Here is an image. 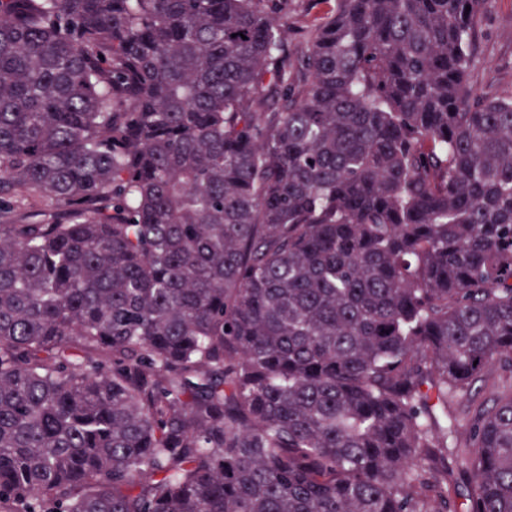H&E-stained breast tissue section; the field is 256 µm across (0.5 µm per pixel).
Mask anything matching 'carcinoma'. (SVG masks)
<instances>
[{"label": "carcinoma", "instance_id": "carcinoma-1", "mask_svg": "<svg viewBox=\"0 0 512 512\" xmlns=\"http://www.w3.org/2000/svg\"><path fill=\"white\" fill-rule=\"evenodd\" d=\"M487 3L0 0V512H512ZM329 3L318 0H288L282 2L281 21L288 26V43L293 53L299 51L308 38V26L325 15ZM498 386V373L491 372L486 376L485 381L482 383V391L478 397L474 398V401H470L465 397L459 396L451 404L450 410L459 415L461 419H463L477 403H479L483 398L488 397L491 393L496 391Z\"/></svg>", "mask_w": 512, "mask_h": 512}]
</instances>
